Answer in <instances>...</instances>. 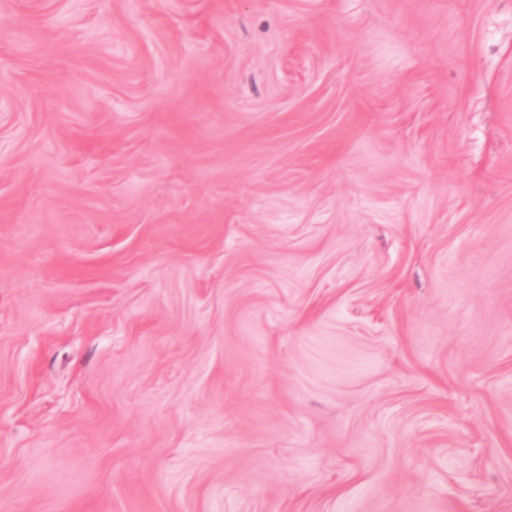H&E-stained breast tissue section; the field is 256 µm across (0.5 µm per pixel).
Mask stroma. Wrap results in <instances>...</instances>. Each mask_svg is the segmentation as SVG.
Segmentation results:
<instances>
[{"instance_id":"1","label":"stroma","mask_w":512,"mask_h":512,"mask_svg":"<svg viewBox=\"0 0 512 512\" xmlns=\"http://www.w3.org/2000/svg\"><path fill=\"white\" fill-rule=\"evenodd\" d=\"M0 512H512V0H0Z\"/></svg>"}]
</instances>
